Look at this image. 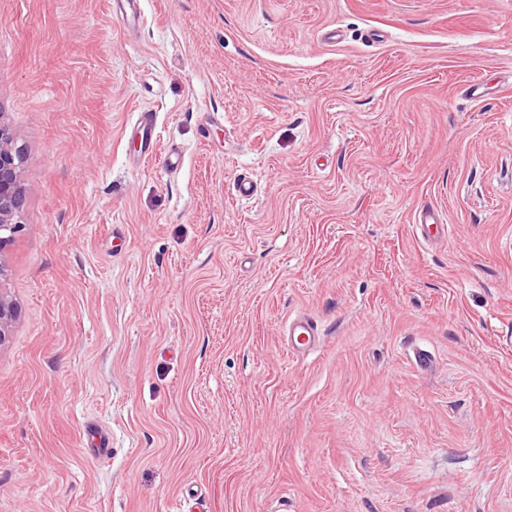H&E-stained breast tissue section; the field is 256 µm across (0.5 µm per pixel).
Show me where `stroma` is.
<instances>
[{"instance_id": "35a3bbf8", "label": "stroma", "mask_w": 512, "mask_h": 512, "mask_svg": "<svg viewBox=\"0 0 512 512\" xmlns=\"http://www.w3.org/2000/svg\"><path fill=\"white\" fill-rule=\"evenodd\" d=\"M141 11L0 0V512H512V0ZM135 126L144 145V152L140 155V159H146L153 155L157 142L153 115L149 111L142 112ZM140 159L137 163H139ZM12 127L0 113V251L21 228L24 188ZM416 227L425 242L447 239L450 233L449 225L440 224L435 212L430 208L422 209L416 214ZM284 335L287 336L288 349L293 353L310 352L319 340L317 324L305 317L288 319Z\"/></svg>"}]
</instances>
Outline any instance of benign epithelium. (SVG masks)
<instances>
[{
    "mask_svg": "<svg viewBox=\"0 0 512 512\" xmlns=\"http://www.w3.org/2000/svg\"><path fill=\"white\" fill-rule=\"evenodd\" d=\"M12 127L0 113V250L21 228L24 188L20 169L21 156L14 145ZM15 317L11 300L0 294V345L8 336Z\"/></svg>",
    "mask_w": 512,
    "mask_h": 512,
    "instance_id": "7a95c632",
    "label": "benign epithelium"
}]
</instances>
